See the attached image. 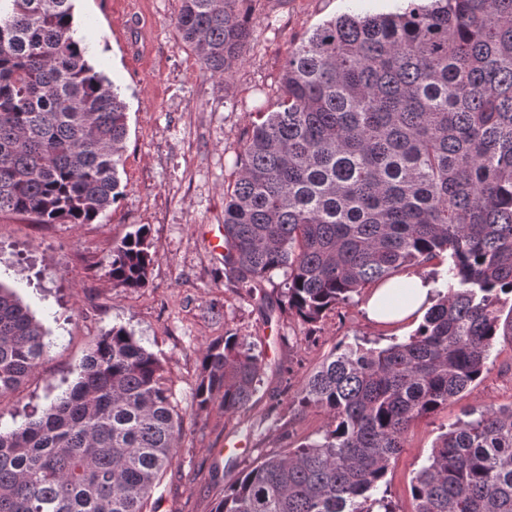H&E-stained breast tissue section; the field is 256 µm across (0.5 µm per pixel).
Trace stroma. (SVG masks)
I'll list each match as a JSON object with an SVG mask.
<instances>
[{"mask_svg":"<svg viewBox=\"0 0 512 512\" xmlns=\"http://www.w3.org/2000/svg\"><path fill=\"white\" fill-rule=\"evenodd\" d=\"M78 36L89 59L113 81L127 105L119 177L124 194L92 224H36L0 215V283L13 288L47 331L39 368L20 393L0 400V427L72 386L91 342L122 326L161 360L185 416L175 465L154 494L156 512H214L238 472L288 445L319 438L320 409L295 401L303 381L339 342L388 345L415 323L384 326L366 312L365 295L327 311L304 328L279 309L284 271L266 291L265 315L224 277L212 250L224 227V190L234 181L239 145L256 113L275 110L288 48L343 13H394L406 0H255L250 50L223 78L205 72L175 27L177 0H75ZM148 227L153 263L148 283L125 288L110 275L112 248ZM231 332L250 337L267 369L250 410L200 412L192 392L201 351ZM493 368L434 415L411 427L386 477L394 512H413L411 482L438 436L482 404L512 403V342L498 339Z\"/></svg>","mask_w":512,"mask_h":512,"instance_id":"stroma-1","label":"stroma"}]
</instances>
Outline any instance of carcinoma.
Returning a JSON list of instances; mask_svg holds the SVG:
<instances>
[{"instance_id": "carcinoma-1", "label": "carcinoma", "mask_w": 512, "mask_h": 512, "mask_svg": "<svg viewBox=\"0 0 512 512\" xmlns=\"http://www.w3.org/2000/svg\"><path fill=\"white\" fill-rule=\"evenodd\" d=\"M75 0H0V214L92 224L123 194L126 103L76 37ZM175 19L220 78L250 49L245 5L178 0ZM342 14L292 43L277 110L257 113L224 192V277L303 326L401 271L446 290L412 334L342 343L297 393L324 410L321 439L270 455L224 488L215 512H393L386 476L406 434L491 369L512 340V0H407ZM140 227L109 275L142 288ZM46 331L0 283V397L47 353ZM263 354L235 333L203 349L199 411L247 409ZM160 359L122 326L95 339L77 382L0 430V512H149L185 418ZM414 512H512V406L484 405L439 437L413 480Z\"/></svg>"}]
</instances>
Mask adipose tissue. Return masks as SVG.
<instances>
[{
	"label": "adipose tissue",
	"mask_w": 512,
	"mask_h": 512,
	"mask_svg": "<svg viewBox=\"0 0 512 512\" xmlns=\"http://www.w3.org/2000/svg\"><path fill=\"white\" fill-rule=\"evenodd\" d=\"M408 284L407 294H400L398 287ZM431 284L416 275H405L372 289L366 302L368 316L373 321L394 326L415 319L432 297Z\"/></svg>",
	"instance_id": "adipose-tissue-1"
}]
</instances>
